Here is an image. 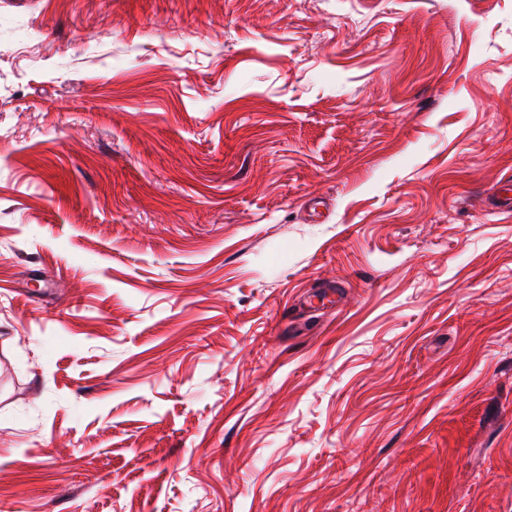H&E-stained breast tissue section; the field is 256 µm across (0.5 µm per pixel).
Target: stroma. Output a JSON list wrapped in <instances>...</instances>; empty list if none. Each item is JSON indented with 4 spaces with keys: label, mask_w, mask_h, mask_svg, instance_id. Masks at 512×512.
I'll list each match as a JSON object with an SVG mask.
<instances>
[{
    "label": "stroma",
    "mask_w": 512,
    "mask_h": 512,
    "mask_svg": "<svg viewBox=\"0 0 512 512\" xmlns=\"http://www.w3.org/2000/svg\"><path fill=\"white\" fill-rule=\"evenodd\" d=\"M512 0H0V512H512Z\"/></svg>",
    "instance_id": "35a3bbf8"
}]
</instances>
